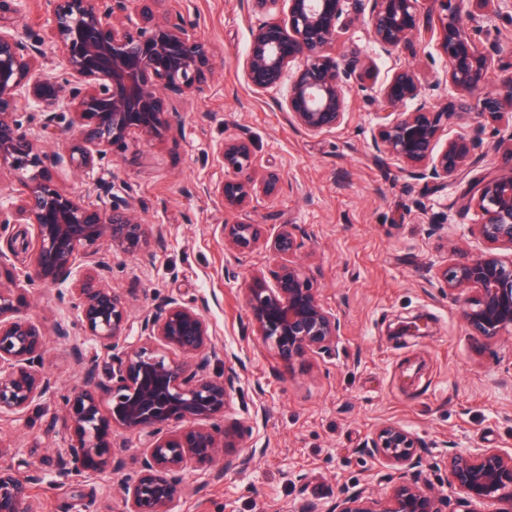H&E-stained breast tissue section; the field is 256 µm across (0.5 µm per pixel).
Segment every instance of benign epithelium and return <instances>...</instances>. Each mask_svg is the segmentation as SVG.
I'll use <instances>...</instances> for the list:
<instances>
[{
    "mask_svg": "<svg viewBox=\"0 0 512 512\" xmlns=\"http://www.w3.org/2000/svg\"><path fill=\"white\" fill-rule=\"evenodd\" d=\"M129 0H51L48 38L34 36L0 19V171L16 175L12 201L0 207V225L28 224L33 239L31 266L18 268L0 252V417L20 419L36 402L52 396L57 381L44 368L47 336L69 340L57 324L47 329L24 315L30 288L72 282L78 320L85 334L112 353L109 382L84 367L79 345L71 346L82 367L64 398L66 448L50 471L51 481L78 488L82 475H120L122 456L114 452L125 433L145 436L146 446L133 475L121 479L122 512H173L184 495V477L201 470L221 482L229 469L250 466L256 450L244 446L246 427L224 417L240 382L232 357L224 373L211 375V359L221 355L205 308L170 297L141 319L139 338L127 335L130 312L108 284L109 254L134 255L147 243L148 229L128 202L108 203L100 195L73 196L55 183L53 169L93 168L107 152L124 154L136 141L167 136L175 109L166 91L202 89L213 59L193 25L158 19L149 7L140 25L121 18ZM345 0H249L254 12L286 5L283 17L251 32L243 61L247 82L258 92L288 83L280 108L289 123L319 134L342 125L349 112L347 82L365 63L338 56L336 43L346 29ZM374 40L388 55L414 41H438L448 62V99L453 111L428 101L426 88L409 65L394 69L375 90L379 112L372 146L403 165L406 173L451 182L473 167L482 147V120L512 112V75L490 86L495 68L491 51L461 25L468 5L471 19L487 20L512 0H369ZM439 8V30L421 18L423 3ZM58 58L62 76L41 75L48 54ZM43 113L41 137L59 139L64 128L78 130L60 152L41 154L35 139L16 119L17 111ZM470 118V130L438 146L441 119ZM65 125H60V121ZM218 160L232 177L218 196L239 209L259 194L279 188L275 172L256 174L251 142L223 143ZM476 204L486 220L476 234L487 251L472 257L452 246L454 262L438 271L448 291L463 296L460 312L483 340L512 331V166L488 172L462 205ZM224 246L233 255L260 247L281 262L273 283L262 274L247 284L246 306L254 331L281 362L292 367L336 346L340 322L320 300L305 268L292 260L300 247L293 225L268 234L262 224L224 225ZM366 448L395 468H413L419 440L396 424L378 428ZM42 461L0 437V512H37L31 484L40 479ZM449 483L459 494L460 512L492 502L495 512H512V454L479 448L450 453L444 461ZM448 502L416 482L396 484L379 500L359 491L341 500L334 512H447Z\"/></svg>",
    "mask_w": 512,
    "mask_h": 512,
    "instance_id": "7a95c632",
    "label": "benign epithelium"
}]
</instances>
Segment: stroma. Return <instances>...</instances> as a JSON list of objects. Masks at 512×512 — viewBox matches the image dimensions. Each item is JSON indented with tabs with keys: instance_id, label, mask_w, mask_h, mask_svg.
<instances>
[{
	"instance_id": "stroma-1",
	"label": "stroma",
	"mask_w": 512,
	"mask_h": 512,
	"mask_svg": "<svg viewBox=\"0 0 512 512\" xmlns=\"http://www.w3.org/2000/svg\"><path fill=\"white\" fill-rule=\"evenodd\" d=\"M48 4L0 0V16L41 35ZM151 7L160 19L193 24L217 60L215 69L197 95L171 94L177 114L165 140L134 145L126 158L105 157L82 174L55 169L54 178L75 195L108 187L149 228L141 253L111 256L109 284L130 310V336H138L144 314L178 296L205 305L216 345L246 368L227 415L245 424L254 462L218 484L188 472L194 491L174 512H329L352 492L383 498L403 480L456 502L443 467L448 452L512 453V332L478 342L459 314L458 297L436 271L451 261L454 243L474 255L486 249L474 232L484 220L481 210L462 207L459 199L486 172L507 165L494 146L512 136V117L485 120V159L460 179H414L371 146L375 90L407 64L417 69L430 101L445 104L448 64L436 42L416 41L386 56L356 0H346L348 30L336 52L357 54L373 67L349 82L346 122L307 134L279 108L284 90L258 92L244 78L251 31L269 14L249 11L246 0H153ZM473 30L478 42L494 48L496 75L512 74V11ZM242 136L260 170L278 173L281 184L276 193L230 210L201 188L222 185L226 174L216 151ZM228 224L295 225L296 259L341 322L335 351L288 368L256 336L244 286L259 272L272 277L278 260L265 248L233 257L224 248ZM26 313L49 328L67 325L71 340L47 343L44 365L58 382L57 394L20 420L0 421V434L51 463L65 446L64 394L84 365L108 381L111 360L85 336L70 284L35 286ZM418 314L429 317L430 335L389 336L395 319ZM73 342L83 349V365L69 355ZM387 423L420 440L417 467L401 472L370 456L367 441ZM90 493L97 512H119L117 481L109 474L87 477L79 493L47 478L32 486L39 512H86Z\"/></svg>"
}]
</instances>
